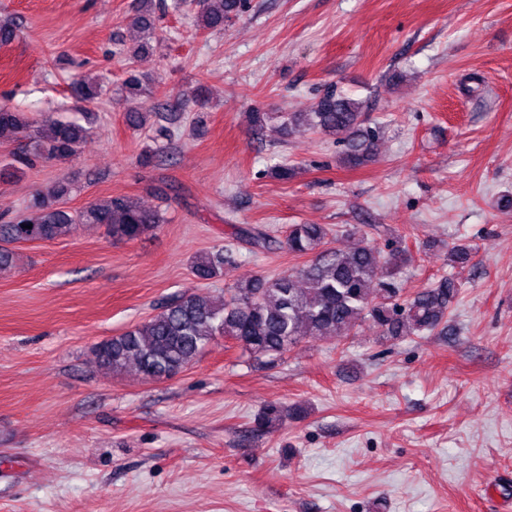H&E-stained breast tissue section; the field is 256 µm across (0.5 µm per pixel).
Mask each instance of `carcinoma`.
<instances>
[{"instance_id": "obj_1", "label": "carcinoma", "mask_w": 512, "mask_h": 512, "mask_svg": "<svg viewBox=\"0 0 512 512\" xmlns=\"http://www.w3.org/2000/svg\"><path fill=\"white\" fill-rule=\"evenodd\" d=\"M247 0H202L195 15L201 31H221L224 21L242 13ZM155 0H140L134 24L143 34L132 52L137 57L149 51L155 31ZM75 96L85 103L95 102L105 91L102 81L79 79ZM77 119L59 117L45 130H34L25 113L0 107V139L19 135L31 139L27 153L13 155L3 174L21 172L38 160H69L75 157L90 134L95 112ZM251 126L262 130L278 121L284 132L301 127L336 137L344 146L341 162L359 167L376 148L379 131L366 125L363 102L330 90L314 112H251ZM70 192L59 180L37 194L28 213L0 224V270L11 265L10 245L49 241L72 235L80 224L99 225L114 239L133 241L153 231L163 218L126 196H115L103 203H91L72 212L62 206ZM330 229L323 224H291L285 241L280 242L261 228L242 224L236 228L239 239L261 250L286 246L299 256L314 255L310 263L281 276H259L236 283L224 298L206 294L180 297L165 303L161 310L124 333L95 347L98 362L114 372L133 366L147 379L169 378L191 366L215 337L234 341L241 354L273 363L297 347L306 337L331 339L358 323L369 320L390 339L425 336L445 324L448 308L459 294L452 276L439 279L433 287L414 296H403L399 273L410 261L409 252L399 246L388 251L358 228L346 230L350 244L329 246ZM474 247L456 245L448 250V263L465 268L472 263ZM234 262L230 251L217 250L193 260L192 273L210 280ZM285 408L265 405L255 418L256 426L268 428L281 419Z\"/></svg>"}]
</instances>
